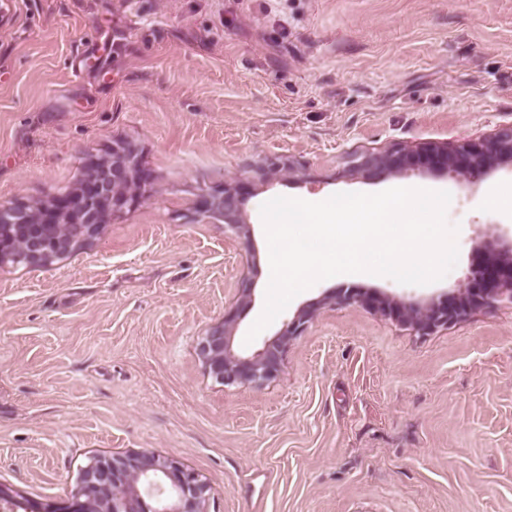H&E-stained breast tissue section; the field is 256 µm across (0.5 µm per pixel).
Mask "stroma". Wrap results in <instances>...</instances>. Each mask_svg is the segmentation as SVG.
<instances>
[{
  "instance_id": "obj_1",
  "label": "stroma",
  "mask_w": 512,
  "mask_h": 512,
  "mask_svg": "<svg viewBox=\"0 0 512 512\" xmlns=\"http://www.w3.org/2000/svg\"><path fill=\"white\" fill-rule=\"evenodd\" d=\"M510 123L512 0H0V202L75 187L119 141L156 188L50 267L0 264V484L41 503L95 455L145 452L194 470L207 512H512V304L421 335L337 300L429 302L465 283L483 235L512 238L496 202L512 165L470 182L354 174L350 154ZM286 158L295 180L256 171ZM227 180L249 237L198 213ZM395 187L451 193L445 278L335 276L247 340L268 285L261 205ZM307 307L274 380L205 370L225 312L250 357Z\"/></svg>"
}]
</instances>
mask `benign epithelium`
<instances>
[{"label": "benign epithelium", "mask_w": 512, "mask_h": 512, "mask_svg": "<svg viewBox=\"0 0 512 512\" xmlns=\"http://www.w3.org/2000/svg\"><path fill=\"white\" fill-rule=\"evenodd\" d=\"M112 213L138 205L150 196L153 177L137 148L131 143L112 146ZM512 163V124L500 127L493 136L469 141L454 148L446 144L430 145L419 151L395 146L377 152L352 154L349 171L381 169L398 173L411 167L451 172L467 181L488 175L497 166ZM258 171L265 177L288 180L299 170L291 161H272ZM96 189L85 183L75 192H67L49 203L23 206L0 203V263L22 260L30 266L49 267L80 245H86L100 233L101 225L92 221L63 224L60 215L76 206L91 203ZM198 212L209 219L221 220L224 227L245 233L233 181L202 193ZM476 253L480 259L472 265L467 282L458 292L430 302L411 303L386 294L368 295L353 289L343 292L340 302L372 308L393 317L421 335H429L466 316L471 311L507 301L512 304V241L483 240ZM312 312L298 315L285 325L277 337L251 357L236 354L230 341L235 330V314L211 328L200 344L199 355L208 373L226 384H262L277 377L282 365V348L292 336H300ZM207 485L198 474L179 461L148 453L114 452L96 456L83 470L70 495L44 503L41 512H207ZM0 506L7 512H30L27 503L10 490L0 487Z\"/></svg>", "instance_id": "benign-epithelium-1"}]
</instances>
